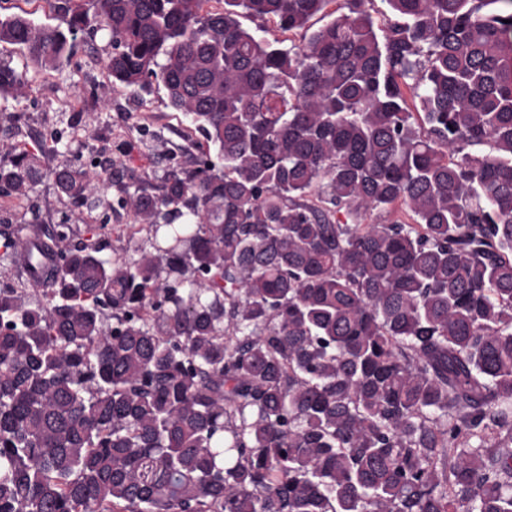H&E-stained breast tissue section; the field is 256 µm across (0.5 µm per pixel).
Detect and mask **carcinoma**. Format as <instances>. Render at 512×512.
<instances>
[{
	"label": "carcinoma",
	"instance_id": "1",
	"mask_svg": "<svg viewBox=\"0 0 512 512\" xmlns=\"http://www.w3.org/2000/svg\"><path fill=\"white\" fill-rule=\"evenodd\" d=\"M333 2L0 17L39 70L108 31L112 83L204 139L117 179L81 142L44 167L57 131L0 161L36 230L0 261L48 259L0 281V512H512V13ZM28 83L0 62V93ZM104 180L119 248L30 204L51 181L95 211Z\"/></svg>",
	"mask_w": 512,
	"mask_h": 512
}]
</instances>
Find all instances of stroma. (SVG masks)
<instances>
[{"label":"stroma","instance_id":"obj_1","mask_svg":"<svg viewBox=\"0 0 512 512\" xmlns=\"http://www.w3.org/2000/svg\"><path fill=\"white\" fill-rule=\"evenodd\" d=\"M111 53L105 32L76 40L58 70L34 75L18 97L0 96V157L11 153L16 142V120H23L28 135L34 136L65 129L76 112L83 115V139L96 152L121 159L117 142L101 137L110 127L122 130V139L134 143L131 158L122 159L124 167L139 170L177 153L186 136L179 114L168 107L161 90L136 92L113 85L106 69ZM32 197L45 223H56L65 213L75 228H82L78 210L51 182L36 186Z\"/></svg>","mask_w":512,"mask_h":512}]
</instances>
